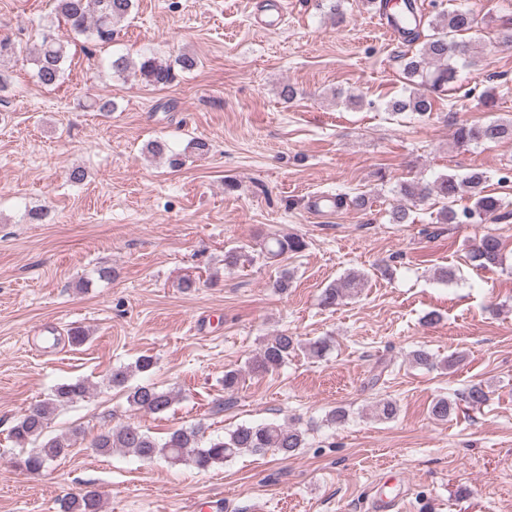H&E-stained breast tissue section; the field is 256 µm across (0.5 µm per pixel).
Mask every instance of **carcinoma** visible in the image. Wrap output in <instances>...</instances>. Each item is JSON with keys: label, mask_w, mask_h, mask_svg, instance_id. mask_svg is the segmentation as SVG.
<instances>
[{"label": "carcinoma", "mask_w": 512, "mask_h": 512, "mask_svg": "<svg viewBox=\"0 0 512 512\" xmlns=\"http://www.w3.org/2000/svg\"><path fill=\"white\" fill-rule=\"evenodd\" d=\"M134 7L133 0H57L56 11L69 26L73 38L82 37L101 43H110L114 26L127 19ZM433 34L422 43L412 56L405 60V79L418 87L429 86L438 91L455 78L459 59L467 54L464 42L457 36L477 27V20L470 12L456 9L442 14L431 22ZM68 59V44L52 34L42 35L41 42L33 51L32 61L36 67L37 81L45 87H55L63 79ZM197 66L194 56L183 54L178 58V66H173L152 54L141 57L134 73L142 82L159 86L171 83L175 68L191 71ZM385 111L393 114L414 112L425 115L432 111V99L418 89L407 95L394 97L385 103ZM460 146L498 142L512 139V119H497L487 123L463 124L454 135ZM148 153L168 157L171 167L181 165L179 154L170 150L163 140H154L146 146ZM487 176L473 170L464 175L443 174L431 183L407 181L399 186V194L410 202L423 201L431 195L438 196L450 205L438 212L440 224H459L462 220L486 222L499 218L502 200L485 193ZM469 189L474 199L473 205L457 212L451 206L463 189ZM306 242L294 235L275 237L261 249L267 259L285 254L302 252ZM468 260L477 268H489L503 264L502 242L494 234L487 233L472 246ZM361 278L355 273L348 274L340 283L323 291L322 303L333 307L359 288ZM301 343L293 336L282 333L261 350L250 364L254 372H269L280 368ZM154 368L151 356L138 357L134 365L112 370L110 382L116 387H124L130 374L138 372L150 374ZM89 387L80 380L57 386L50 398L38 403L22 415L12 427L10 436L21 448L30 447L26 457L16 462V466L29 474H40L53 462L68 455L77 441L80 430L69 434L46 435L49 420L58 407L84 399ZM488 393L479 383L467 388L464 400L473 405L487 401ZM128 402L138 410L151 414H162L170 409L174 394L146 380L128 390ZM453 410L446 397L436 399L430 408L431 416L439 421L448 419ZM93 445L102 454H110L115 448H125L143 460L162 458L171 464L190 463L199 470H207L222 464L243 452L265 454L274 451L284 456L292 455L305 445L304 433L286 423L277 421L257 425L244 424L223 436L204 439L199 426L180 427L157 439L137 426L127 424L115 427L97 436ZM97 494L87 493L81 497H71L64 501L62 512H98Z\"/></svg>", "instance_id": "obj_1"}]
</instances>
